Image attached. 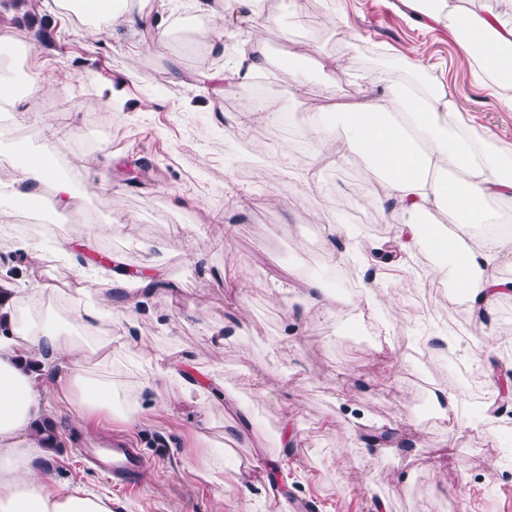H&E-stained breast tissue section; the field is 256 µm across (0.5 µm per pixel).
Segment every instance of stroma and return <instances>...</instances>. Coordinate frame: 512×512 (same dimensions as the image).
Masks as SVG:
<instances>
[{
    "label": "stroma",
    "instance_id": "obj_1",
    "mask_svg": "<svg viewBox=\"0 0 512 512\" xmlns=\"http://www.w3.org/2000/svg\"><path fill=\"white\" fill-rule=\"evenodd\" d=\"M195 7V0H166L168 37L159 52L146 51L142 31L120 22L89 34L57 0H42L32 16L21 6L0 19V30L29 34L31 64L57 88L39 109L67 136L58 169L84 194L69 215L70 231L127 225L126 234L99 243L131 269L168 250L166 281L133 307L110 294L113 318L125 321L133 349L200 360L224 383L223 402L180 396L128 430L147 465L132 495L77 453L122 423L81 426L56 411L54 480L110 496L116 512H281L282 490L297 512H505L512 473L495 455L512 448V432L498 434L495 424L512 416V356L499 346L502 331L512 330V296L474 313L447 279L431 277L426 253L404 252L380 266L392 233L370 230L383 221L365 202L374 176L355 164L336 166L312 144L271 164L247 144L279 124L254 131L244 107L268 101L304 116L363 99L381 87L386 70L411 62L423 65L424 79L450 89L472 131L511 150L512 106L474 81L455 28L444 20L415 23L405 0H325L320 7L274 0L246 20L226 0L220 56L210 51L207 18L182 22V12ZM257 37L268 64L243 92L232 60ZM325 69L335 81L322 78ZM205 71L219 80L202 79ZM109 84L122 87L123 109L100 111L99 91ZM41 146L31 121L0 116V150L35 154ZM103 150L112 166L99 186L86 168ZM312 159L315 170L301 173ZM35 209L43 221L33 232L20 231V214L0 226V268L23 273L31 290L44 282L78 288L74 266L48 254L57 225L51 194ZM319 213L337 216L339 234L326 235ZM22 242L28 251L19 250ZM36 250L47 259L34 263ZM339 269L350 282L335 283L333 294L356 303L364 318L305 311L283 290ZM370 278L376 286L366 296L358 282ZM214 331L223 334L222 346L212 344ZM435 339L475 363L486 402L473 404L462 389L455 411L445 413L433 394L454 388L440 363H427L433 381L420 386L412 352ZM133 349L113 356L114 379L132 384L143 373ZM286 424L295 431L290 448L277 443ZM260 466L270 485L258 483Z\"/></svg>",
    "mask_w": 512,
    "mask_h": 512
}]
</instances>
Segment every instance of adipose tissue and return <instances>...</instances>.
Segmentation results:
<instances>
[{"label": "adipose tissue", "mask_w": 512, "mask_h": 512, "mask_svg": "<svg viewBox=\"0 0 512 512\" xmlns=\"http://www.w3.org/2000/svg\"><path fill=\"white\" fill-rule=\"evenodd\" d=\"M420 16L448 21L460 30L474 52L475 73L497 92H512V22L466 12L447 0H409ZM64 9L89 22L88 31L111 29L116 18L151 31L147 48L162 46L167 28L143 9H118L115 0H60ZM419 76L421 66L389 71L380 94L336 113L314 112L305 131L315 144H326L339 166L356 163L378 172L369 203L386 206V223L404 249L433 248L436 270L454 287L466 290L471 305L492 309L512 294V278L499 275L495 261L512 263V227L502 223L512 212V151L475 135L449 90L420 81L407 86L406 74ZM40 69L24 73L14 89L10 75L0 74V110L34 117L44 141L41 152L25 163L0 154V222L44 192H51L59 212L77 208L82 197L71 181L59 176L52 156L66 140L52 115L38 111L52 93ZM340 128L332 136V128ZM439 212L456 229L431 239L419 216ZM65 309L68 320L56 319ZM103 305L86 296L71 297L40 285L37 294H0V512H114L109 496L82 488L61 490L51 475L35 467L50 457L38 435L57 407L71 410L81 423L96 418L136 422L144 411H164L172 391L211 396L215 390L202 365L193 372L179 359L142 351L152 369L139 392L118 387L107 368L115 351L129 349L125 337L103 333Z\"/></svg>", "instance_id": "obj_1"}]
</instances>
